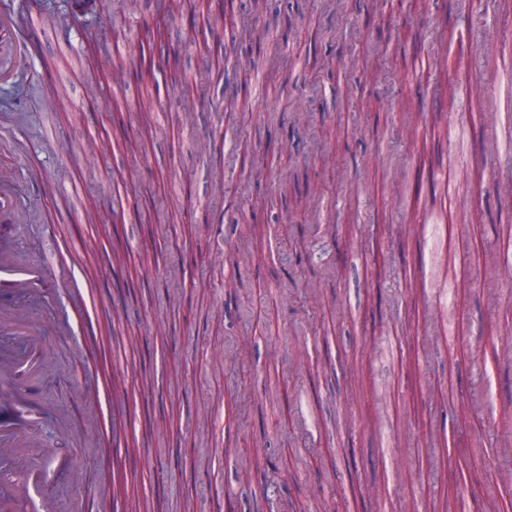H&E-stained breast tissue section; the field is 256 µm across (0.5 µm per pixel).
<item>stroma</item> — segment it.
Masks as SVG:
<instances>
[{"instance_id":"stroma-1","label":"stroma","mask_w":512,"mask_h":512,"mask_svg":"<svg viewBox=\"0 0 512 512\" xmlns=\"http://www.w3.org/2000/svg\"><path fill=\"white\" fill-rule=\"evenodd\" d=\"M38 16L31 63L0 90V172L10 175L21 214L12 228L24 262L61 267L20 304L49 325L67 313V334L45 336L30 381L25 432L49 449L38 463L17 458L5 474L28 512L51 497L57 512H512V477L486 468L512 455L496 428H512L502 388L512 352V148L498 142L499 114L512 101V74L496 68L512 47V0H469L444 15L435 0H298L291 18L262 12L257 46L288 30V43L259 66L221 52L213 19H175L151 93L104 108L92 77L112 81L109 43L69 46L57 24L64 0H16ZM450 40L439 61L413 73L438 21ZM482 26L472 39V21ZM340 34L333 46L327 23ZM222 54L202 95L183 99L175 65ZM478 75L471 100L441 98L438 85ZM22 102L28 125L16 121ZM484 127L465 131L470 110ZM288 115L279 134L265 113ZM39 127L42 139L29 135ZM400 153L399 167L387 165ZM448 171L461 221L429 238L410 204L436 197ZM96 193L84 191L87 177ZM124 186L123 215L112 186ZM173 219H149L153 199ZM183 256L179 287L169 262ZM496 259L483 287L475 265ZM96 281L87 308L69 291ZM449 284L429 312L422 292ZM247 306L246 320L235 310ZM99 347H83L86 333ZM99 365L125 393V448L134 471L113 475L98 425L112 404L89 391L84 369ZM486 393L483 418L469 389ZM443 465L427 466L429 449ZM74 464L58 467L55 453ZM484 482L473 502L471 468ZM301 496H278L281 485Z\"/></svg>"}]
</instances>
